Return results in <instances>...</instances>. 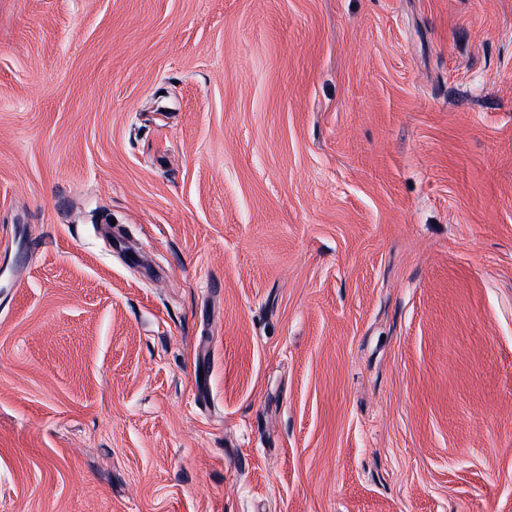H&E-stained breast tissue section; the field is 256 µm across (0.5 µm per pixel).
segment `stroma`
<instances>
[{"label":"stroma","instance_id":"1","mask_svg":"<svg viewBox=\"0 0 512 512\" xmlns=\"http://www.w3.org/2000/svg\"><path fill=\"white\" fill-rule=\"evenodd\" d=\"M0 512H512V0H0Z\"/></svg>","mask_w":512,"mask_h":512}]
</instances>
